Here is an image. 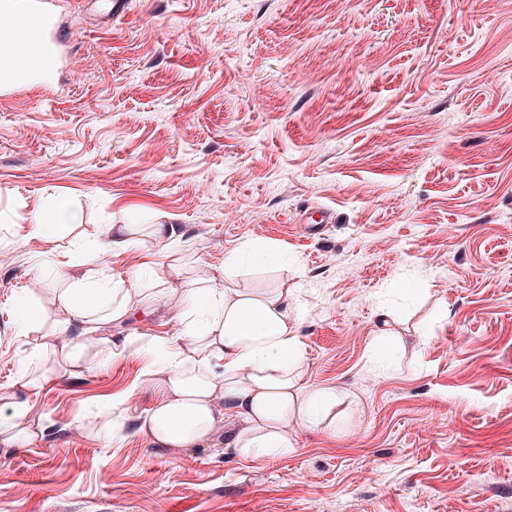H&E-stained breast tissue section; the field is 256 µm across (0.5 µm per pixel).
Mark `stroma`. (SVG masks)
<instances>
[{
  "label": "stroma",
  "instance_id": "obj_1",
  "mask_svg": "<svg viewBox=\"0 0 512 512\" xmlns=\"http://www.w3.org/2000/svg\"><path fill=\"white\" fill-rule=\"evenodd\" d=\"M53 9L71 38L54 85L0 92V395L44 374L20 305L54 315L64 256L287 288L307 386L350 413L263 463L235 452L232 411L207 446L159 448L146 356L59 367L28 393L35 444L0 446V512H512V0ZM57 197L77 224L29 236ZM110 224L138 241L94 257ZM181 311L159 297L104 332L170 335ZM110 409L116 430L86 429Z\"/></svg>",
  "mask_w": 512,
  "mask_h": 512
}]
</instances>
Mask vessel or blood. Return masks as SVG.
I'll use <instances>...</instances> for the list:
<instances>
[{"label": "vessel or blood", "mask_w": 512, "mask_h": 512, "mask_svg": "<svg viewBox=\"0 0 512 512\" xmlns=\"http://www.w3.org/2000/svg\"><path fill=\"white\" fill-rule=\"evenodd\" d=\"M0 88L20 85L22 73L17 65V34L14 20L24 18L30 26L26 32V62L53 79L60 64V45L64 33L50 0H0Z\"/></svg>", "instance_id": "1"}]
</instances>
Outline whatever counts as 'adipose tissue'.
Listing matches in <instances>:
<instances>
[{
	"label": "adipose tissue",
	"mask_w": 512,
	"mask_h": 512,
	"mask_svg": "<svg viewBox=\"0 0 512 512\" xmlns=\"http://www.w3.org/2000/svg\"><path fill=\"white\" fill-rule=\"evenodd\" d=\"M67 262L56 269L63 277V318L52 320L53 335H69L58 354L60 363L102 366L110 360L146 354L158 366L149 376L158 402L143 428L161 448H200L224 422L225 409L237 411L244 427L233 439L244 458L285 457L295 450L292 424L335 430L336 409L345 396L336 388L308 389L304 347L289 314V291H249L214 283L185 289L192 308L174 336H102L101 326L124 319L137 302L157 295L155 283L131 272L107 285L68 275ZM21 375L19 393L8 396L0 412V444L26 448L40 424L22 389L36 385Z\"/></svg>",
	"instance_id": "obj_1"
}]
</instances>
